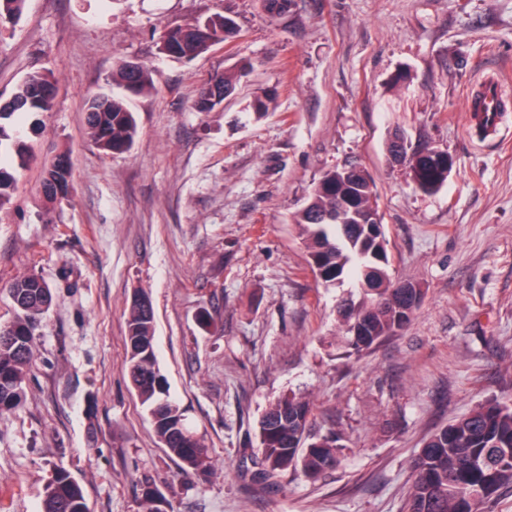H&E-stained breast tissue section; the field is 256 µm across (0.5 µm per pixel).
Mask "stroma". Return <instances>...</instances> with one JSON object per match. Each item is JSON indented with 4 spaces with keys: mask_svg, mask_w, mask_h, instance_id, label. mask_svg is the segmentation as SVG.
Masks as SVG:
<instances>
[{
    "mask_svg": "<svg viewBox=\"0 0 512 512\" xmlns=\"http://www.w3.org/2000/svg\"><path fill=\"white\" fill-rule=\"evenodd\" d=\"M223 15L239 29L193 59L159 51L163 30ZM151 68L130 98L138 134L107 156L86 134L90 98L114 93L117 59ZM246 65L234 96L194 102ZM51 74L53 111L30 118L36 161L15 171L0 213L6 290L34 272L54 288L22 408L0 412V512H40L67 469L90 512H143L157 488L173 512H401L412 465L437 429L495 396L512 403V113L502 140L468 133L467 94L494 76L512 102V0H27L0 21V96ZM268 97V111L253 109ZM447 154L448 178L420 190L387 143ZM70 151L65 200L41 167ZM359 159L378 196L393 277L424 290L415 318L347 355L337 305L292 222L313 183ZM149 292L171 398L209 449L183 472L155 436L126 373L125 321ZM308 399L338 463L254 482L257 422L279 398Z\"/></svg>",
    "mask_w": 512,
    "mask_h": 512,
    "instance_id": "stroma-1",
    "label": "stroma"
}]
</instances>
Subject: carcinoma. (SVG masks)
I'll list each match as a JSON object with an SVG mask.
<instances>
[{"instance_id": "1", "label": "carcinoma", "mask_w": 512, "mask_h": 512, "mask_svg": "<svg viewBox=\"0 0 512 512\" xmlns=\"http://www.w3.org/2000/svg\"><path fill=\"white\" fill-rule=\"evenodd\" d=\"M211 26L208 39L198 36L203 24ZM235 22L214 16L188 26L167 29L161 39L173 46L172 56L194 58L214 44L237 35ZM241 70H228L214 78L230 96ZM112 83L132 95L154 88L152 71L140 65L128 69L119 62ZM55 107V85L49 74H35L0 98V210L8 203L12 171L35 161L19 133L27 118ZM87 126L93 145L106 155L131 147L138 126L126 96L114 95L101 104L88 103ZM394 161L407 166L412 181L423 191L437 190L448 178V156L424 148L402 154L388 145ZM44 168L42 187L50 198L68 194L72 181L69 154ZM341 210L345 223L328 220ZM380 216L369 174L348 162L323 171L305 206L292 218L305 237L308 265L323 283L353 279L359 297L340 302L338 316L349 355H358L384 337L407 326L419 310L423 291L404 288L389 272L386 237L368 236L351 229ZM7 292L16 311L9 324L14 343L0 344V411H15L25 401L24 384L34 359L35 331L53 303L51 285L36 273L9 283ZM126 369L132 388L146 406L156 437L183 469L205 472L210 467L209 449L187 425L184 413L170 399L167 381L155 352V323L149 294L131 298L125 322ZM313 407L309 400L288 395L271 404L259 421V439L265 467L254 478L265 484L290 468H301L315 478L338 462L340 447L331 435L310 434ZM414 478L402 512H482L486 502L504 487H512V407L486 398L468 413L438 429L414 460ZM41 512H89L81 486L65 470H58L44 488Z\"/></svg>"}]
</instances>
